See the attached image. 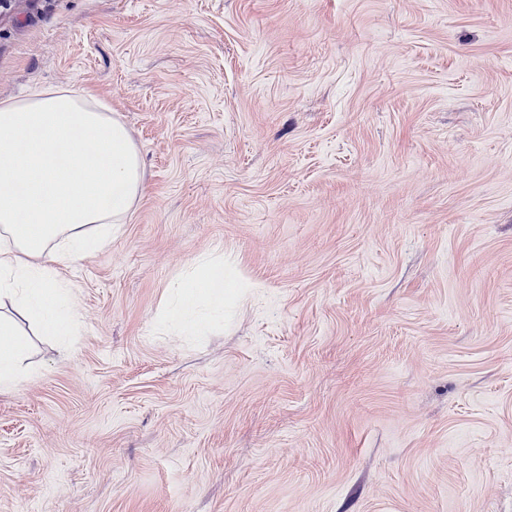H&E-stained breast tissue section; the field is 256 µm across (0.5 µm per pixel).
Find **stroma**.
Wrapping results in <instances>:
<instances>
[{
    "label": "stroma",
    "instance_id": "1",
    "mask_svg": "<svg viewBox=\"0 0 512 512\" xmlns=\"http://www.w3.org/2000/svg\"><path fill=\"white\" fill-rule=\"evenodd\" d=\"M144 190L20 320L0 512H512V0H14ZM224 313L166 320L201 257Z\"/></svg>",
    "mask_w": 512,
    "mask_h": 512
}]
</instances>
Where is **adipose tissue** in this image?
Returning a JSON list of instances; mask_svg holds the SVG:
<instances>
[{"label":"adipose tissue","instance_id":"ef3b65f1","mask_svg":"<svg viewBox=\"0 0 512 512\" xmlns=\"http://www.w3.org/2000/svg\"><path fill=\"white\" fill-rule=\"evenodd\" d=\"M139 148L126 125L82 88L35 89L0 101V302L45 336L75 321L59 268L104 249L143 190ZM224 306V265L204 258L174 286L168 321L200 330L199 306ZM0 389L20 379L26 349L0 315Z\"/></svg>","mask_w":512,"mask_h":512}]
</instances>
